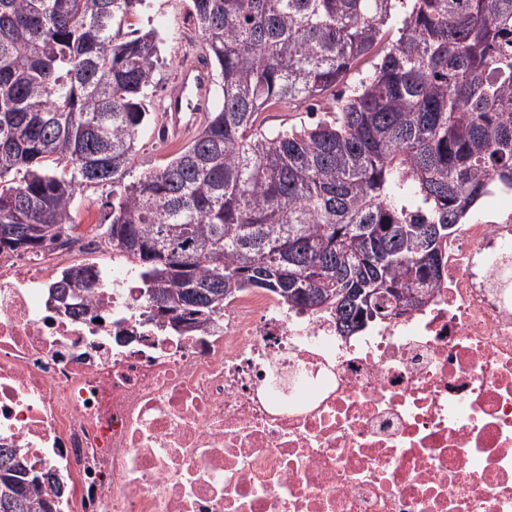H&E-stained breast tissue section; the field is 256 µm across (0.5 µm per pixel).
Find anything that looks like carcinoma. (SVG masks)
I'll use <instances>...</instances> for the list:
<instances>
[{
    "label": "carcinoma",
    "instance_id": "1",
    "mask_svg": "<svg viewBox=\"0 0 512 512\" xmlns=\"http://www.w3.org/2000/svg\"><path fill=\"white\" fill-rule=\"evenodd\" d=\"M148 0H0V229H77L74 201L112 184V252L205 328L265 289L380 318L343 295L395 288L406 307L490 183L512 186V0H192L217 106L173 157L126 178L154 98ZM372 69L350 84L361 59ZM318 120L270 130L260 115ZM75 267L57 301L91 292ZM0 448V512H57Z\"/></svg>",
    "mask_w": 512,
    "mask_h": 512
}]
</instances>
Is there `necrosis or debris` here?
I'll list each match as a JSON object with an SVG mask.
<instances>
[{"label":"necrosis or debris","instance_id":"4bbe7bcc","mask_svg":"<svg viewBox=\"0 0 512 512\" xmlns=\"http://www.w3.org/2000/svg\"><path fill=\"white\" fill-rule=\"evenodd\" d=\"M442 248L424 305L341 335L254 288L215 325L148 317L136 269L0 251V448L59 512H512V187ZM88 266L87 313L54 312ZM92 281L93 278L90 269L87 267H75L69 271V276L55 288V298L59 303H61L62 300H66L70 309H74L76 307H71V304L68 302L70 299L78 296V293H76L74 289H78V292L83 291L88 294L91 292L90 286Z\"/></svg>","mask_w":512,"mask_h":512}]
</instances>
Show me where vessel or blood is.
Wrapping results in <instances>:
<instances>
[{"label": "vessel or blood", "mask_w": 512, "mask_h": 512, "mask_svg": "<svg viewBox=\"0 0 512 512\" xmlns=\"http://www.w3.org/2000/svg\"><path fill=\"white\" fill-rule=\"evenodd\" d=\"M177 82L163 110L166 127L173 136L180 137L196 127L213 107V81L208 64L190 59L180 67Z\"/></svg>", "instance_id": "b4317fda"}]
</instances>
